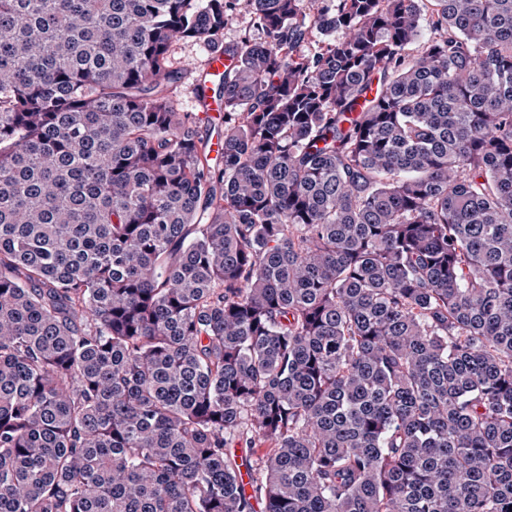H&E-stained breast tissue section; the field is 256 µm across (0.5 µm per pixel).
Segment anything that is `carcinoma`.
<instances>
[{
  "label": "carcinoma",
  "mask_w": 512,
  "mask_h": 512,
  "mask_svg": "<svg viewBox=\"0 0 512 512\" xmlns=\"http://www.w3.org/2000/svg\"><path fill=\"white\" fill-rule=\"evenodd\" d=\"M259 504L512 512V0H0V512ZM209 48L203 44L196 42H188L179 44L174 52V59L178 66L183 69V83L175 95V100L181 112L199 113L200 119H204L202 112H216L219 115L223 112V101L214 98L209 99L205 108L198 112L197 106L193 98L194 80L202 68L203 62L208 56ZM230 58L225 56L221 51L210 52L201 76L209 78L211 81L222 82L224 73L231 69Z\"/></svg>",
  "instance_id": "obj_1"
}]
</instances>
